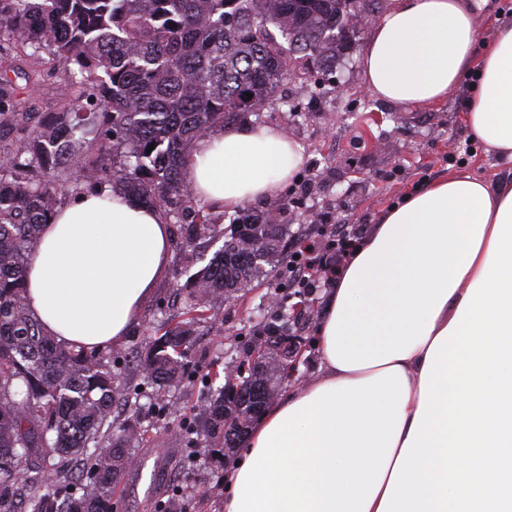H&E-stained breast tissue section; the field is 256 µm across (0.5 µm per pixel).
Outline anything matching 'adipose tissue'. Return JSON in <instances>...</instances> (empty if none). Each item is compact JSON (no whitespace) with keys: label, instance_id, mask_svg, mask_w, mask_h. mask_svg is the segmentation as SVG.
<instances>
[{"label":"adipose tissue","instance_id":"adipose-tissue-1","mask_svg":"<svg viewBox=\"0 0 512 512\" xmlns=\"http://www.w3.org/2000/svg\"><path fill=\"white\" fill-rule=\"evenodd\" d=\"M489 0H392L363 55L369 91L447 98L476 69L473 138L512 162V22L479 47ZM298 146L248 124L199 138L196 198L232 210L300 169ZM171 258L158 208L109 187L43 225L26 267L33 318L98 353L125 340ZM318 374L276 399L224 473V512H512V179L451 172L357 243L325 299Z\"/></svg>","mask_w":512,"mask_h":512}]
</instances>
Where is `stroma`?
Listing matches in <instances>:
<instances>
[{
    "mask_svg": "<svg viewBox=\"0 0 512 512\" xmlns=\"http://www.w3.org/2000/svg\"><path fill=\"white\" fill-rule=\"evenodd\" d=\"M371 33L368 26L359 30L333 78L314 73L289 78L278 90L285 106H267L248 116L249 124L283 130L302 148L304 164L285 191L272 199L245 202V210L258 213L278 201L283 206L281 220L289 224L291 235L309 239L320 232L322 215H340L348 224L359 218L377 224L380 215L405 194L451 171L489 181L512 176V164L473 140L467 129L471 76H463L448 98L426 106L392 104L371 94L362 68ZM1 77L17 88L22 111L59 110L62 70L49 61L32 65L13 37L4 33L0 34ZM184 280L177 260H170L138 323L117 347L122 354L117 369L121 383L132 387L142 383L138 354L157 320L165 316L181 321L183 305L175 287ZM285 295L271 276L219 306L216 319L194 332L187 354L191 368L207 370L223 362L233 345L246 351L249 342L240 336V329L265 315L288 317ZM207 397L202 380H186L167 388L164 419H157L152 406H144L145 435L133 450L135 463L114 487L117 512H158L163 502L186 512H222L224 470L234 461L236 449L192 450L174 433L180 420L201 412Z\"/></svg>",
    "mask_w": 512,
    "mask_h": 512,
    "instance_id": "stroma-1",
    "label": "stroma"
}]
</instances>
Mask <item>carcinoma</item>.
<instances>
[{
	"mask_svg": "<svg viewBox=\"0 0 512 512\" xmlns=\"http://www.w3.org/2000/svg\"><path fill=\"white\" fill-rule=\"evenodd\" d=\"M370 0H0V32L28 56L64 72L60 111L33 121L15 89L0 82V512H112V486L142 435L141 392L118 382L114 352L56 343L29 313L24 270L40 227L63 195L112 183L174 219L183 264L200 240L221 246L177 290L187 318L153 328L141 371L151 387L192 377L189 326L214 316V304L284 267L289 225L282 207L244 215L224 229V214L199 207L183 168L199 137L271 104L286 76H329L348 55L345 18L369 15ZM152 151H147L149 146ZM272 317L257 329L259 369L229 358L206 375L205 414L179 429L199 445L248 431L290 377ZM267 383V397L243 399ZM121 406L126 419L112 420ZM53 438H47V435ZM41 463L30 465L33 449ZM80 459L77 476L64 459Z\"/></svg>",
	"mask_w": 512,
	"mask_h": 512,
	"instance_id": "carcinoma-1",
	"label": "carcinoma"
}]
</instances>
